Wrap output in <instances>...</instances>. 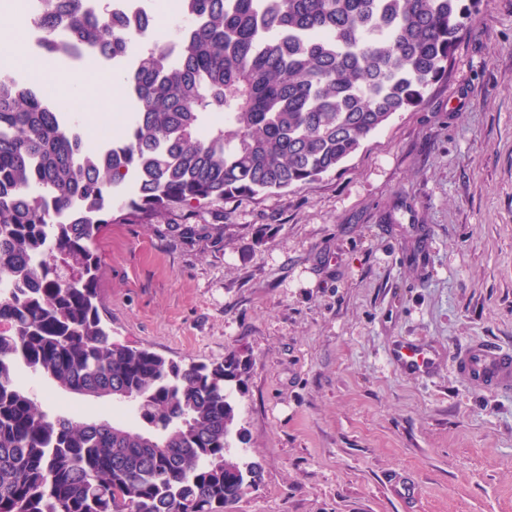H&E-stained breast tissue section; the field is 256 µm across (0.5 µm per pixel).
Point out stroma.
<instances>
[{"mask_svg":"<svg viewBox=\"0 0 512 512\" xmlns=\"http://www.w3.org/2000/svg\"><path fill=\"white\" fill-rule=\"evenodd\" d=\"M94 251L113 339L248 360L236 452L262 481L236 512H512V392L454 362L512 351V0H477L447 78L336 171L106 224ZM394 355L399 366L409 373L426 372L431 369L434 363L430 351L408 345L399 347Z\"/></svg>","mask_w":512,"mask_h":512,"instance_id":"1","label":"stroma"}]
</instances>
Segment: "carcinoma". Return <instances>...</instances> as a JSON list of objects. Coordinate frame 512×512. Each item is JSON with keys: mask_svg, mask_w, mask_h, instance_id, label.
<instances>
[{"mask_svg": "<svg viewBox=\"0 0 512 512\" xmlns=\"http://www.w3.org/2000/svg\"><path fill=\"white\" fill-rule=\"evenodd\" d=\"M165 41L85 0H39L44 54L129 55L133 111L106 157L0 78V512H234L261 467L231 453L247 364H179L112 339L93 245L158 218L336 170L448 75L476 0H184ZM144 38L142 50L131 37ZM71 212L72 222L55 223ZM89 399L125 394L144 428L48 411L21 374Z\"/></svg>", "mask_w": 512, "mask_h": 512, "instance_id": "1", "label": "carcinoma"}]
</instances>
